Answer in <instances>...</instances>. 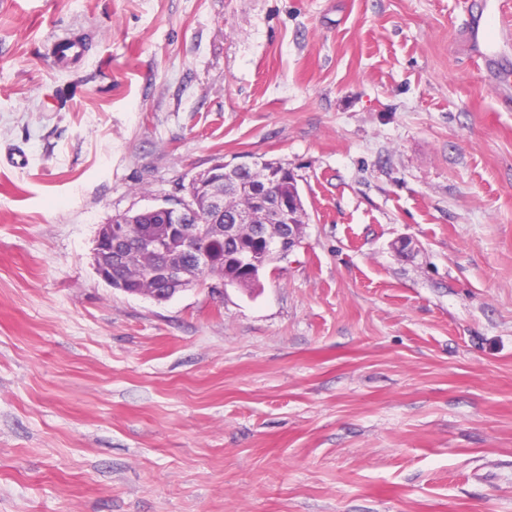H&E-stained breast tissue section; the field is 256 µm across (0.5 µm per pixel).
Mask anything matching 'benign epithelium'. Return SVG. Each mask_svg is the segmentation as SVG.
I'll return each mask as SVG.
<instances>
[{"instance_id":"1","label":"benign epithelium","mask_w":512,"mask_h":512,"mask_svg":"<svg viewBox=\"0 0 512 512\" xmlns=\"http://www.w3.org/2000/svg\"><path fill=\"white\" fill-rule=\"evenodd\" d=\"M236 174L234 188L239 204L229 208L224 205V169ZM255 161L239 162L224 166L216 161L206 170L189 180L187 196L151 208L164 220L162 224H150L142 230L139 245L162 258L156 271L158 287L152 297L164 302L174 295L194 286H206L219 296L230 281L221 275L202 277L203 271L219 265L224 244L230 241L226 235L234 224H274V237L262 230L259 240L269 242L251 253V274L258 273L269 258L283 259L300 243L301 225L294 223L299 205L298 191L283 195L280 184L283 179L298 185L294 172L286 167L274 175L255 176ZM139 212L127 211L112 217L100 225L93 246V261L97 275L106 284H112V268L125 263L130 238L126 224L135 222ZM205 217L224 219L222 224H203Z\"/></svg>"}]
</instances>
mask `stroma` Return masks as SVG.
Listing matches in <instances>:
<instances>
[{
  "instance_id": "stroma-1",
  "label": "stroma",
  "mask_w": 512,
  "mask_h": 512,
  "mask_svg": "<svg viewBox=\"0 0 512 512\" xmlns=\"http://www.w3.org/2000/svg\"><path fill=\"white\" fill-rule=\"evenodd\" d=\"M479 2L0 0V512H512ZM219 156L288 164L299 247L220 297L103 282L99 225ZM50 50L62 69L75 67L84 57L86 45L75 36H58L50 44Z\"/></svg>"
}]
</instances>
